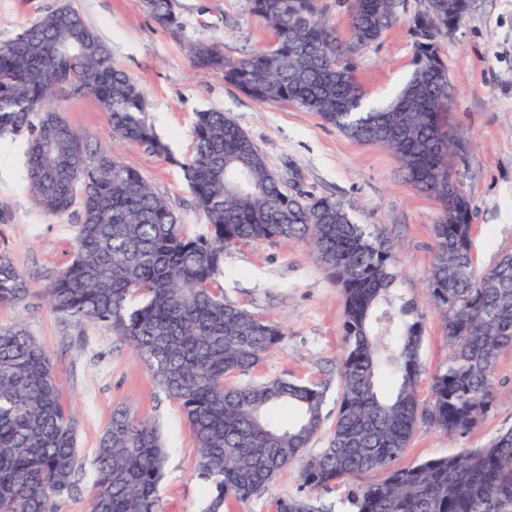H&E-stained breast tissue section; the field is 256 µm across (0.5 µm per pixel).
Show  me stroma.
Segmentation results:
<instances>
[{
  "mask_svg": "<svg viewBox=\"0 0 512 512\" xmlns=\"http://www.w3.org/2000/svg\"><path fill=\"white\" fill-rule=\"evenodd\" d=\"M69 4L107 44L114 66L143 89L148 116L168 155L116 141L106 112L90 96L65 97L56 107L94 147L115 152L161 194L189 232L207 226L195 206L180 166L192 151L196 112L219 109L232 115L291 192L341 202L354 222L370 225L394 244L402 275L396 292L417 302L424 326L426 373L448 364V343L438 312L425 303L434 252L437 201L404 181L400 163L385 147L359 144L319 116L283 102L257 104L222 72L202 73L187 58L188 42L218 45L235 59L265 47L272 34L248 10L247 0H175L177 25L163 28L141 0H0V42L12 39L62 4ZM441 57L455 86L448 127L463 135L452 176L471 201L474 257L479 269L512 252V0H469V9ZM406 26L388 31L367 47L355 76L369 104L383 106L413 69ZM26 136L0 138V252L10 254L34 288L24 301L0 304V329L22 327L47 351L61 393L77 418L78 491L58 503V512H88L95 492L92 461L115 409L151 419L168 449L159 484L161 512H203L209 486L195 470L192 434L176 401L156 386L130 346L107 328L69 320L39 296L68 263L77 215L50 216L30 196ZM218 280L224 300L282 328L278 343L250 373L261 382L284 377L328 385L326 411L336 409L337 373L346 349L343 303L335 282L314 262L303 239L239 243L228 253ZM498 394L482 423L469 433L445 435L419 423L404 463L445 456L489 443L512 428V350L500 358ZM296 470H288L261 494L234 503L231 512H275L277 499L301 494Z\"/></svg>",
  "mask_w": 512,
  "mask_h": 512,
  "instance_id": "stroma-1",
  "label": "stroma"
}]
</instances>
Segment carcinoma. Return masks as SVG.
I'll return each mask as SVG.
<instances>
[{"instance_id":"obj_1","label":"carcinoma","mask_w":512,"mask_h":512,"mask_svg":"<svg viewBox=\"0 0 512 512\" xmlns=\"http://www.w3.org/2000/svg\"><path fill=\"white\" fill-rule=\"evenodd\" d=\"M142 3L158 25H176L174 0ZM401 3L351 0L350 37L342 41L319 0H248L273 34L266 47L235 60L215 45H193L189 54L196 68L223 72L257 103L293 104L360 144L385 146L407 183L439 201L424 291L441 314L450 354L431 378L426 407L417 391L423 323L415 303L395 301L394 245L355 223L340 202L289 191L246 131L211 110L196 113L193 152L181 164L208 224L205 234L189 233L138 171L88 148L53 107L65 88L83 87L114 135L168 153L147 118L143 91L112 65L107 45L79 14L61 5L0 42V138L28 135L29 191L46 214L80 205L72 260L41 293L67 318L112 330L179 403L198 476L211 490L206 512L250 499L290 467L310 492L379 473L352 486L349 512H512V429L479 448L399 464L422 420L449 436L481 424L498 360L512 349V253L476 269L470 199L449 182L455 151L441 139L454 85L440 41L460 26L468 0H426L407 19L414 69L391 103L368 105L355 77L360 52L401 21ZM291 239L308 241L343 302L340 393L325 446L313 455L306 450L325 429L327 385L234 381L282 333L224 302L218 281L233 244ZM30 294L1 252L0 304ZM288 405L299 411L292 422L277 416ZM165 461L156 426L115 411L96 450L88 512H160ZM79 474L77 424L50 356L23 328L0 330V512H57ZM276 512L333 509L299 495L277 500Z\"/></svg>"}]
</instances>
